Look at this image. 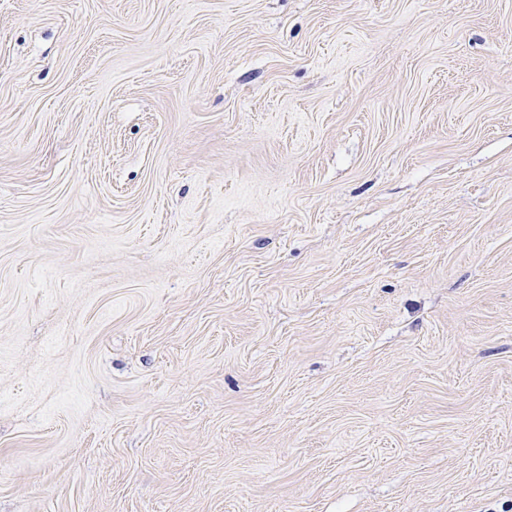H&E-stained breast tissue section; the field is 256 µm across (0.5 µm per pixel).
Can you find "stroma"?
<instances>
[{
    "instance_id": "obj_1",
    "label": "stroma",
    "mask_w": 512,
    "mask_h": 512,
    "mask_svg": "<svg viewBox=\"0 0 512 512\" xmlns=\"http://www.w3.org/2000/svg\"><path fill=\"white\" fill-rule=\"evenodd\" d=\"M0 512H512V0H0Z\"/></svg>"
}]
</instances>
